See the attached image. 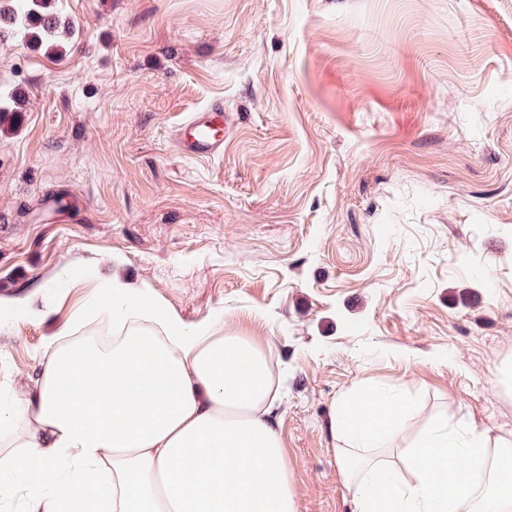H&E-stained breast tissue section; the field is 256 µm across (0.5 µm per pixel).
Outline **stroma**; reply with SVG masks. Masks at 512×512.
I'll list each match as a JSON object with an SVG mask.
<instances>
[{
    "label": "stroma",
    "mask_w": 512,
    "mask_h": 512,
    "mask_svg": "<svg viewBox=\"0 0 512 512\" xmlns=\"http://www.w3.org/2000/svg\"><path fill=\"white\" fill-rule=\"evenodd\" d=\"M0 28V293L61 323L119 274L273 351L297 512H352L335 412L397 394L512 433V0H55ZM224 154L172 136L214 101ZM51 328L0 324L31 398ZM10 2L9 17L0 22L21 28L30 41L43 47L50 56H59L62 48L57 40L58 19L53 12L52 0H5Z\"/></svg>",
    "instance_id": "35a3bbf8"
}]
</instances>
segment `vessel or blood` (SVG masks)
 I'll list each match as a JSON object with an SVG mask.
<instances>
[{
	"mask_svg": "<svg viewBox=\"0 0 512 512\" xmlns=\"http://www.w3.org/2000/svg\"><path fill=\"white\" fill-rule=\"evenodd\" d=\"M234 119L225 112L222 102L191 113L173 133V141L180 153L196 159L221 156L224 143L233 129Z\"/></svg>",
	"mask_w": 512,
	"mask_h": 512,
	"instance_id": "obj_1",
	"label": "vessel or blood"
}]
</instances>
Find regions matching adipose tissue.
Here are the masks:
<instances>
[{"mask_svg":"<svg viewBox=\"0 0 512 512\" xmlns=\"http://www.w3.org/2000/svg\"><path fill=\"white\" fill-rule=\"evenodd\" d=\"M87 305L109 345L62 324L33 399L0 397V512H296L271 408L273 353L225 328L186 325L112 276ZM411 405L359 394L337 409L353 512H512V445L490 430L433 424L402 447ZM471 473L458 477L457 462Z\"/></svg>","mask_w":512,"mask_h":512,"instance_id":"1","label":"adipose tissue"}]
</instances>
